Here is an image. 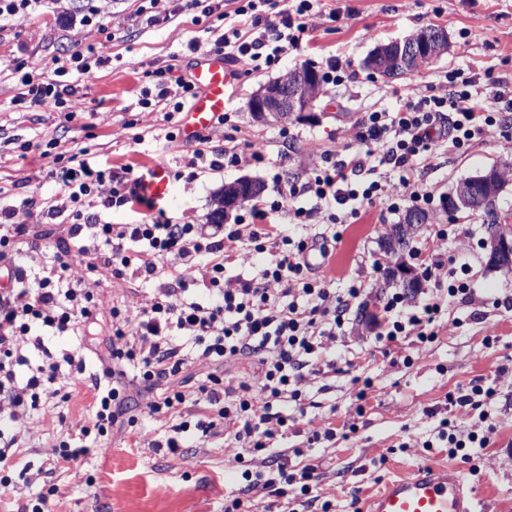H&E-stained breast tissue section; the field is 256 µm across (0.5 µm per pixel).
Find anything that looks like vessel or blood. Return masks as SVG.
Listing matches in <instances>:
<instances>
[{"label": "vessel or blood", "instance_id": "1", "mask_svg": "<svg viewBox=\"0 0 512 512\" xmlns=\"http://www.w3.org/2000/svg\"><path fill=\"white\" fill-rule=\"evenodd\" d=\"M230 78L223 55L210 53L189 76L197 94L187 112L185 138L211 126L224 111V88ZM148 199L170 197L172 185L165 165L151 167L136 184ZM366 512H477L476 495L463 473L452 467L413 469L388 481L371 497Z\"/></svg>", "mask_w": 512, "mask_h": 512}]
</instances>
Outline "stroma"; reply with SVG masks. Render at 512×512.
Here are the masks:
<instances>
[{
	"instance_id": "stroma-1",
	"label": "stroma",
	"mask_w": 512,
	"mask_h": 512,
	"mask_svg": "<svg viewBox=\"0 0 512 512\" xmlns=\"http://www.w3.org/2000/svg\"><path fill=\"white\" fill-rule=\"evenodd\" d=\"M322 10L300 47L278 66L253 73L235 70L224 91L229 120L209 129L213 147H223L230 136L239 146L260 149L263 160L223 170L201 162L192 179L185 171L196 142L167 138L180 131L181 116L167 118L163 107H147L141 100L144 90L154 87L156 69L170 66L175 76L187 77L201 52L223 33V22L191 9L151 24L144 0H32L18 16L0 18V210H19L20 221L29 224V239L40 249L33 273L43 274L55 254L73 247V206L52 174L81 149H88L92 167L108 166L129 179L156 162L175 175L169 198L151 205L99 206V221L120 227L161 215L173 224L207 225L225 184L256 180L265 186L262 199H275L274 175L287 181L306 178L323 151L349 144L350 131L365 113L394 109L409 94L436 92L448 71L512 75V0H323ZM334 10L341 13L335 22L328 17ZM87 12L92 23H77V16ZM430 26L448 36L447 53L431 67L396 81L366 69L364 61L376 45ZM193 40L198 50L189 49ZM99 46L110 64L87 74L71 72L73 91L62 108L18 103L15 64H24L34 80L48 81L54 77L52 58ZM331 56L342 61L351 80L323 86L310 116L284 125L254 120L248 103L265 84L305 66L324 71ZM504 164L512 166V125L490 128L464 151L438 149L421 179L436 193L449 195L462 180ZM429 216L412 240L413 249L448 271L468 265L473 295L449 303L435 341H407L391 350L380 340L381 327L368 325L363 316L379 312L384 297L396 291L385 283L388 258L380 241L390 225L402 221L403 212H389L378 201L342 224L325 223L319 214L308 224L289 225L284 215L276 217L291 238L326 247L324 273L332 288L363 289L351 301L342 329L324 341L327 365L305 371L302 407L280 404V412L290 418L288 427L268 423L276 434V451L288 453L289 465L299 462L292 454L296 448L311 447L320 457L314 493L334 512L364 507L367 498L407 469L445 464L467 474L479 512H512V269L488 268L482 213H451L437 201ZM438 224L447 225V240L436 241ZM178 266L171 258L154 278L136 271L117 278L103 268L88 279L83 265L74 263L73 278L83 279L95 296L97 320L86 336H48L44 343L58 357L84 356L85 370L61 365L56 396L0 421V436L14 440L16 450L12 480L0 488V512H24L51 487L57 490L53 512H224L225 498L240 487L242 467L235 450L226 446L239 422L225 420L218 435L194 436L178 454H170L163 444L175 417L151 412L154 392L132 381L127 393L136 426L117 424L107 436L84 439L77 426L93 401L89 383L100 367L98 356L116 343L113 308L136 317ZM183 343L186 363L172 382L186 395L218 368L228 388L243 381L257 388L264 382L261 371L246 363L219 367L197 358L191 338ZM365 377L372 378L373 387L361 403L356 393ZM478 379L492 383L498 398L489 421L467 408L456 413L458 436L473 432L490 440L470 465L449 459L434 412L444 408L448 392H469ZM328 426L338 433L335 441L308 445L312 432ZM64 441L87 447L82 465L88 484L76 483L58 464Z\"/></svg>"
}]
</instances>
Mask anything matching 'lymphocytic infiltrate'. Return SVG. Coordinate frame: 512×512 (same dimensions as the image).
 Returning <instances> with one entry per match:
<instances>
[{"label": "lymphocytic infiltrate", "instance_id": "lymphocytic-infiltrate-1", "mask_svg": "<svg viewBox=\"0 0 512 512\" xmlns=\"http://www.w3.org/2000/svg\"><path fill=\"white\" fill-rule=\"evenodd\" d=\"M235 19L213 42L215 51L239 64L244 71L276 66L282 55L296 49L321 14V0H237ZM102 51L89 55L56 58L54 80L33 81L22 74L23 90L17 101L37 107L60 108L72 87L65 77L70 71L90 72L92 67L108 63ZM512 124V83L500 77L479 79L458 71L449 72L442 88L430 95L407 97L391 111L366 113L354 129L356 154L326 152L314 164L306 182H286L276 186V200L269 206L251 205L239 218L237 229L223 225L199 228L193 224H173L159 219L149 224H128L122 229L98 223L92 209L112 208L129 203L134 191L128 190L124 178L106 176L93 170L84 160L69 157L54 175L75 204V222L71 226L75 253L56 256L47 276L30 282L27 269L16 264L14 256L28 227L17 220L13 211L0 215V270L12 273L13 284L0 289V406L13 410L43 393H53L61 364L75 365L74 356L57 362L46 354L42 331L70 336L81 335L96 317L93 293L82 280L72 279L73 257H80L86 276L109 268L112 275L123 276L135 269L146 276L159 274V265L168 258L182 261L172 286L160 289L148 308L142 309L137 321H129L120 309L112 311V335L120 346L111 348L100 363V372L92 387L94 402L87 418L78 422L79 432L107 435L112 426L128 413L124 380L134 377L146 389L163 386V393L150 410L178 415L174 436L165 441L170 452L181 448V434L216 433L223 421L235 418L241 425L235 435L238 460L243 461V483L234 498L225 501L224 512H250L251 491L263 487L269 496H287L289 486H298L305 512H330L329 504L319 503L313 495V483L320 466L318 458L296 449L304 460L300 469L287 463L276 470L253 466L256 456L271 448L275 434L268 429L266 414H256V402L267 410L284 402H300L305 368L315 366L323 354V339L334 336L344 324L345 311L359 288L339 294L329 288L325 277H309L306 241H293L282 225L272 223L274 213L287 212L296 224H307L314 209L299 206L301 197L310 195L331 207V223H340L334 214L337 206L355 200H384L389 210H398L408 201L421 207L430 204L432 195L425 189L418 170L433 158L439 144L458 152L481 137L486 128ZM388 167L389 176L367 182L358 177L370 160ZM111 179L112 193L100 197L98 187ZM275 245L274 259L263 268L260 278L232 280L224 274V252L245 248L257 253ZM207 257L204 284L212 300L203 304L187 298L195 284L193 271L199 257ZM427 277L440 284L424 301L406 309L405 296L393 294L383 303L387 345L401 344L408 337L417 342L433 341L438 336L437 322L448 301L470 297L467 275L445 276L442 265L431 264ZM277 292H270L269 283ZM29 337L44 358L26 382H18L16 366L25 364L26 356L19 343ZM191 337L199 358L215 363L227 359H253L264 373L260 388L239 383L228 390L218 375H209L198 388L200 401L211 407L206 416L186 411V395L168 381L181 372L184 356L174 337Z\"/></svg>", "mask_w": 512, "mask_h": 512}]
</instances>
